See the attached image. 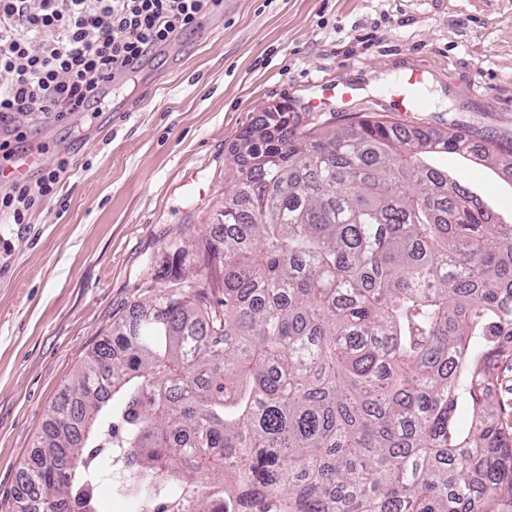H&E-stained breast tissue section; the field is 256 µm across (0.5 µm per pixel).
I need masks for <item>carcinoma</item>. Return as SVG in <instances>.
<instances>
[{"instance_id":"carcinoma-1","label":"carcinoma","mask_w":512,"mask_h":512,"mask_svg":"<svg viewBox=\"0 0 512 512\" xmlns=\"http://www.w3.org/2000/svg\"><path fill=\"white\" fill-rule=\"evenodd\" d=\"M443 153L512 166L459 129L263 111L198 247L218 288L178 273L113 325L8 512H100L104 482L155 512H512V221Z\"/></svg>"}]
</instances>
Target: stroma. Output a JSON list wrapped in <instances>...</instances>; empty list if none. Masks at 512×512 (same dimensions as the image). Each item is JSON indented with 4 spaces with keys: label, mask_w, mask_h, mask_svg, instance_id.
<instances>
[{
    "label": "stroma",
    "mask_w": 512,
    "mask_h": 512,
    "mask_svg": "<svg viewBox=\"0 0 512 512\" xmlns=\"http://www.w3.org/2000/svg\"><path fill=\"white\" fill-rule=\"evenodd\" d=\"M411 71L421 112L395 84ZM339 80L348 99H326ZM276 104L304 123L380 113L512 142V0H222L115 83L97 116L29 120V181L57 158L70 165L27 223H0V500L113 322L158 295L171 268L216 280L191 252L232 187L235 144ZM434 163L512 216V177L472 156Z\"/></svg>",
    "instance_id": "stroma-1"
}]
</instances>
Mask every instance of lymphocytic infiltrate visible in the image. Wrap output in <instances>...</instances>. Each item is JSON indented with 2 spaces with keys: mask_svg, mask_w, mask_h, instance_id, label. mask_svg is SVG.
Wrapping results in <instances>:
<instances>
[{
  "mask_svg": "<svg viewBox=\"0 0 512 512\" xmlns=\"http://www.w3.org/2000/svg\"><path fill=\"white\" fill-rule=\"evenodd\" d=\"M214 0H0V123L9 136L0 153L23 142L26 117L99 111L116 72L140 62L196 25ZM66 159L46 168L37 184L17 182L0 195V217L24 223L28 211L52 197Z\"/></svg>",
  "mask_w": 512,
  "mask_h": 512,
  "instance_id": "obj_1",
  "label": "lymphocytic infiltrate"
}]
</instances>
